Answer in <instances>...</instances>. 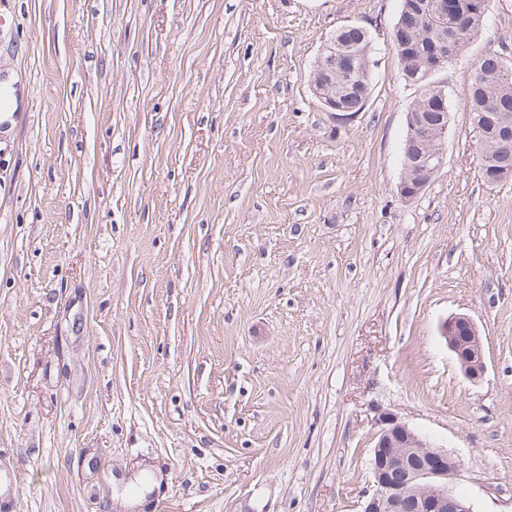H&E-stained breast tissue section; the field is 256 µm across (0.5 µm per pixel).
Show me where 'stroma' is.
<instances>
[{
    "instance_id": "35a3bbf8",
    "label": "stroma",
    "mask_w": 512,
    "mask_h": 512,
    "mask_svg": "<svg viewBox=\"0 0 512 512\" xmlns=\"http://www.w3.org/2000/svg\"><path fill=\"white\" fill-rule=\"evenodd\" d=\"M401 0H0V468L12 512H361L376 409L512 512V180L469 85L512 0L436 76L444 166L402 198ZM346 24L372 91L309 72ZM466 312L487 374L441 335ZM368 33L367 29L365 31L349 29L344 32H340L338 29L335 33L336 37L332 36L333 38L326 40L320 47L314 67L323 72L332 70L338 73H336V79L335 76L332 77V83L330 84L328 77L314 74L313 69L310 72L309 82L311 90L315 89L321 95L336 91L334 96H317L314 92L312 93L318 103L322 105L321 107L324 111L336 114L335 112H348V110L350 112L364 110L371 93L370 63L372 45L371 36ZM345 43L351 44L353 51L359 53L363 61V66L358 70L352 84L345 82L340 75L353 74L356 69V53H347L344 50L336 56V48L339 45L345 46ZM336 98L343 99L344 104L340 100H336Z\"/></svg>"
}]
</instances>
